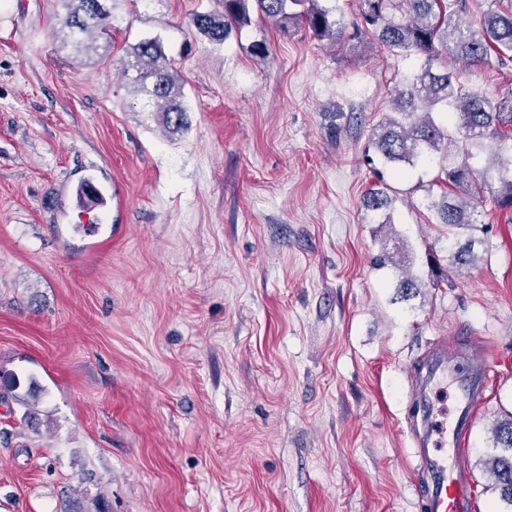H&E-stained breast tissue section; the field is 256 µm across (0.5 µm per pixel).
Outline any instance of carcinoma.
<instances>
[{
  "mask_svg": "<svg viewBox=\"0 0 512 512\" xmlns=\"http://www.w3.org/2000/svg\"><path fill=\"white\" fill-rule=\"evenodd\" d=\"M63 25L72 43L83 51L96 49V39L110 38L112 11L109 0H58ZM358 22L346 34L334 8L321 0H222L224 11L197 12L190 25L215 43L233 29L251 22V11L280 33L302 22L319 40L340 43L371 36L388 50L414 56L416 68L394 87L392 111L372 129L370 146L385 166L397 171L414 168L434 156L441 159L446 190L430 199L427 208L435 223L448 226V261L457 273L474 268L473 232L481 229L472 199L486 184L488 169L473 160L479 154L497 161L499 186L492 200L501 210H512V89L494 96L470 87L459 78V68L470 69L491 56L512 60V0H477L480 12L468 22L469 0H356ZM129 62L136 76L131 84L161 113L164 126L179 129L187 109L178 101L180 85L166 62L157 38L143 39L131 47ZM367 210L383 216L390 199L373 188L364 200ZM402 247L382 250L374 258L378 269L398 273L396 287L408 295L422 287V279L403 268ZM493 447L501 452L486 466L502 500L512 505V414L493 428Z\"/></svg>",
  "mask_w": 512,
  "mask_h": 512,
  "instance_id": "1",
  "label": "carcinoma"
}]
</instances>
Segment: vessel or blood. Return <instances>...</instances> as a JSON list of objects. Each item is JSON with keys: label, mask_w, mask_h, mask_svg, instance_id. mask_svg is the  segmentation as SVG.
<instances>
[{"label": "vessel or blood", "mask_w": 512, "mask_h": 512, "mask_svg": "<svg viewBox=\"0 0 512 512\" xmlns=\"http://www.w3.org/2000/svg\"><path fill=\"white\" fill-rule=\"evenodd\" d=\"M487 368L486 360L465 359L442 346L432 353L426 375L414 378L412 395L420 402H427L433 381L451 373L458 377L464 398L452 430L440 429L429 417L409 423L416 455L431 479L426 489L428 512L473 510V477L465 452L471 432V409L483 396ZM447 446L452 447V455L444 454Z\"/></svg>", "instance_id": "1"}]
</instances>
